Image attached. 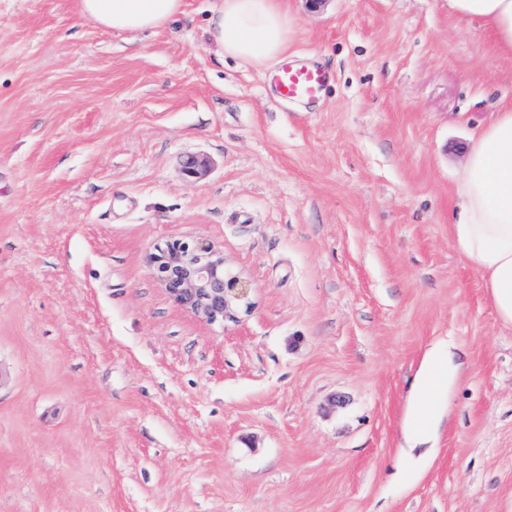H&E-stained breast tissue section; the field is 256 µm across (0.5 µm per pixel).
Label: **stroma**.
Returning <instances> with one entry per match:
<instances>
[{"label": "stroma", "mask_w": 512, "mask_h": 512, "mask_svg": "<svg viewBox=\"0 0 512 512\" xmlns=\"http://www.w3.org/2000/svg\"><path fill=\"white\" fill-rule=\"evenodd\" d=\"M216 5L119 34L0 0V512H512V330L448 224L512 57L448 0H287L333 80L283 104L211 51ZM178 238L248 284L237 320L156 276ZM447 380L448 364L440 353H435L426 361L415 380L417 398L408 420V429L413 437L421 438L426 435L422 432L425 426L418 427V422L423 416L422 401L427 400L430 403L438 391L443 389ZM423 417L426 425L432 426L433 418L430 409Z\"/></svg>", "instance_id": "1"}]
</instances>
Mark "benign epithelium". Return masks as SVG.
I'll return each mask as SVG.
<instances>
[{
	"instance_id": "obj_1",
	"label": "benign epithelium",
	"mask_w": 512,
	"mask_h": 512,
	"mask_svg": "<svg viewBox=\"0 0 512 512\" xmlns=\"http://www.w3.org/2000/svg\"><path fill=\"white\" fill-rule=\"evenodd\" d=\"M169 293L209 322L235 319L246 302L248 285L224 278V255L199 240H173L149 258Z\"/></svg>"
}]
</instances>
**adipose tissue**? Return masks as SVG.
I'll return each mask as SVG.
<instances>
[{
  "instance_id": "ef3b65f1",
  "label": "adipose tissue",
  "mask_w": 512,
  "mask_h": 512,
  "mask_svg": "<svg viewBox=\"0 0 512 512\" xmlns=\"http://www.w3.org/2000/svg\"><path fill=\"white\" fill-rule=\"evenodd\" d=\"M80 14L105 30L121 33L158 29L184 12V0H79ZM459 20L489 31L499 51L512 56V0H448ZM218 58L257 65L288 49L292 29L284 0H219L206 19ZM451 240L481 275L500 324L512 328V108L497 112L475 134L452 190ZM448 380V365L433 354L415 380L419 398L408 420L413 437H422L421 403Z\"/></svg>"
}]
</instances>
